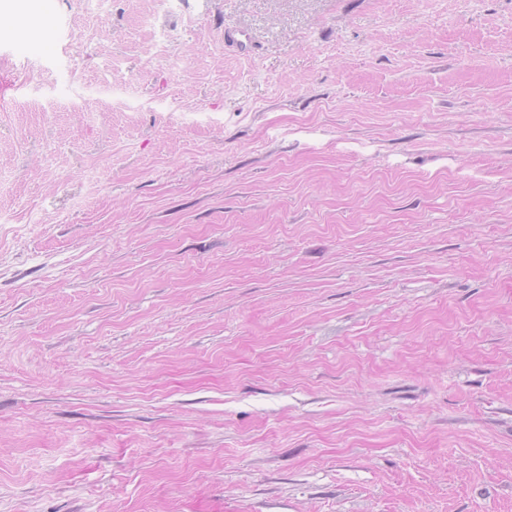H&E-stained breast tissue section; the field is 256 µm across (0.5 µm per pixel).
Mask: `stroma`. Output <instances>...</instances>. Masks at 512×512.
I'll use <instances>...</instances> for the list:
<instances>
[{"instance_id": "obj_1", "label": "stroma", "mask_w": 512, "mask_h": 512, "mask_svg": "<svg viewBox=\"0 0 512 512\" xmlns=\"http://www.w3.org/2000/svg\"><path fill=\"white\" fill-rule=\"evenodd\" d=\"M42 17L0 0V512H512V0Z\"/></svg>"}]
</instances>
